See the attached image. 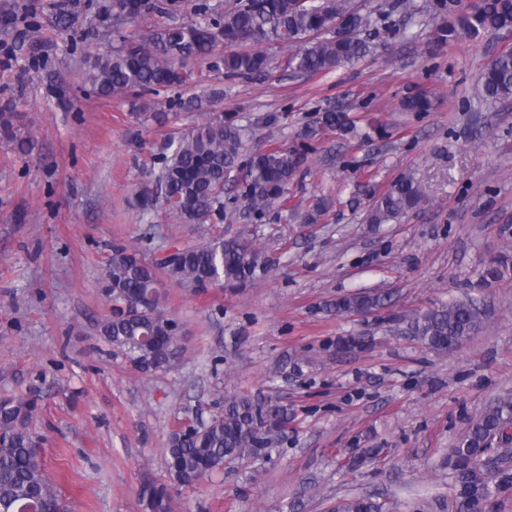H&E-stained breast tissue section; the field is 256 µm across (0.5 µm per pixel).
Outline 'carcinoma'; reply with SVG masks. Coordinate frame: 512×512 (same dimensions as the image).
Returning a JSON list of instances; mask_svg holds the SVG:
<instances>
[{"label": "carcinoma", "mask_w": 512, "mask_h": 512, "mask_svg": "<svg viewBox=\"0 0 512 512\" xmlns=\"http://www.w3.org/2000/svg\"><path fill=\"white\" fill-rule=\"evenodd\" d=\"M429 12L440 18L436 46L465 36L476 39L489 32L512 31V0H389L362 13L352 0H224L220 9L198 5L199 22L163 24L124 41L117 49L88 56L85 79L104 95L159 92L193 79L182 71L191 57L207 56L224 45L219 63L229 79L268 75L275 58L270 49L289 51L288 68L296 73H328L358 61L372 35L389 15ZM482 98L496 102L512 97V49L498 53L481 73ZM430 99L423 93L406 97L409 112H425ZM318 123L334 130L346 128L348 116L326 110ZM307 163V147L269 144L246 150V129L231 119L205 121L166 147L154 188L141 192L146 209L158 206L189 224H205L216 213L231 221L245 214L254 223L288 202L290 186ZM232 185L242 208L224 203ZM425 196L413 179L396 182L379 195L368 211V223L388 224L419 207ZM268 257L253 238L239 234L212 236L175 249L167 261L151 262L123 244L112 247L106 296L111 314L100 324L99 336L112 351L125 356L143 372L167 370L180 354L175 323L166 317L167 284L199 291L212 285L243 288L268 272ZM512 270L509 258L491 262L485 276L501 279ZM384 292L362 291L328 304L338 312L385 307ZM486 311L470 299H456L409 316V334L438 352L461 345L477 333ZM38 412L35 395L0 396V512H66L60 490L46 475L45 460L33 445L38 439L31 423ZM512 418V398H503L476 419L450 449L448 469L456 512H474L500 486L512 487V452L491 454L489 437ZM288 409L269 398L254 400L240 394L224 397V410L191 431L175 429L166 448V481L145 482L138 493L142 512H171V491L198 484L228 460L259 459L288 439ZM386 503L371 496L351 499L335 512H384Z\"/></svg>", "instance_id": "obj_1"}]
</instances>
